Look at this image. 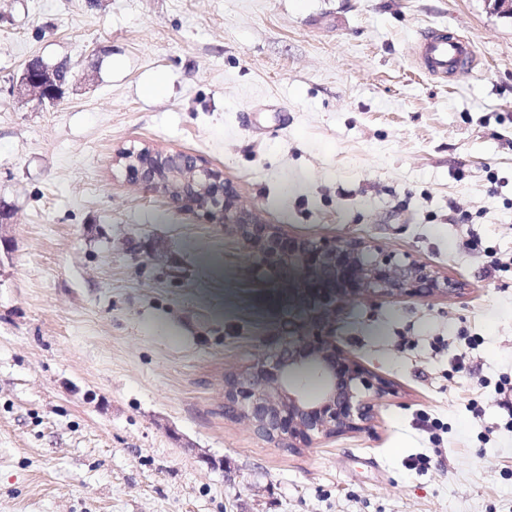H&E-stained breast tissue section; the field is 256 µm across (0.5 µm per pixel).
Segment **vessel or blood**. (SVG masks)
Instances as JSON below:
<instances>
[{
    "instance_id": "obj_1",
    "label": "vessel or blood",
    "mask_w": 512,
    "mask_h": 512,
    "mask_svg": "<svg viewBox=\"0 0 512 512\" xmlns=\"http://www.w3.org/2000/svg\"><path fill=\"white\" fill-rule=\"evenodd\" d=\"M413 55L420 71L433 79L466 73L476 60L473 44L445 26L432 27L421 34L413 46Z\"/></svg>"
}]
</instances>
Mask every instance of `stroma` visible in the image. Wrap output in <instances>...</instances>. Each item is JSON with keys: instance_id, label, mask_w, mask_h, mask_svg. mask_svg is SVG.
<instances>
[{"instance_id": "obj_1", "label": "stroma", "mask_w": 512, "mask_h": 512, "mask_svg": "<svg viewBox=\"0 0 512 512\" xmlns=\"http://www.w3.org/2000/svg\"><path fill=\"white\" fill-rule=\"evenodd\" d=\"M436 25L480 64L421 74ZM34 58L70 67L60 104L13 94ZM143 145L221 171L263 223L459 285L338 312L392 385L366 428L291 452L225 416L274 296L231 231L126 181L117 153ZM1 200L0 512H512V272L483 253L512 258L494 0H0Z\"/></svg>"}]
</instances>
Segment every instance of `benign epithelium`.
Segmentation results:
<instances>
[{
    "label": "benign epithelium",
    "mask_w": 512,
    "mask_h": 512,
    "mask_svg": "<svg viewBox=\"0 0 512 512\" xmlns=\"http://www.w3.org/2000/svg\"><path fill=\"white\" fill-rule=\"evenodd\" d=\"M72 89L56 67L24 68L13 85L19 96L54 105ZM134 185L168 198L207 223L234 230L254 258L258 279L274 289L281 329L243 370L224 381V410L254 434L300 450L315 440L360 430L372 401L389 393L384 378L366 370L340 345L333 316L364 295L386 297L448 291V280L417 262H400L363 241L321 242L291 237L259 223L239 203L221 172L180 151L143 147L120 153ZM319 385L317 395L309 387Z\"/></svg>",
    "instance_id": "7a95c632"
}]
</instances>
